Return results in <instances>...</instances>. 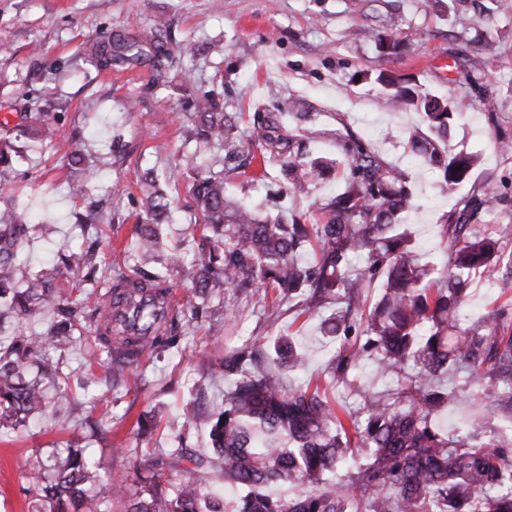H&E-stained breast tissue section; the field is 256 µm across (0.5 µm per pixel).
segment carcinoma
I'll return each instance as SVG.
<instances>
[{
  "label": "carcinoma",
  "instance_id": "carcinoma-1",
  "mask_svg": "<svg viewBox=\"0 0 512 512\" xmlns=\"http://www.w3.org/2000/svg\"><path fill=\"white\" fill-rule=\"evenodd\" d=\"M135 44L120 39L97 51L105 65L123 63ZM177 57L155 54L157 80L168 82ZM381 101L390 108L413 107L423 112L432 138L413 137L421 158L442 171V186L452 192L464 181L478 157L444 156L437 137L455 118L469 111L464 97L442 99L423 92L407 80L381 72ZM193 112L191 133L224 146L227 173L239 167L242 156L260 149L263 162L279 167L293 194L330 172L333 164L320 158L284 155L279 129L281 115L254 114L243 132L233 117L203 97L188 102ZM346 174L341 191L319 205L323 222L259 218L247 206L225 194L224 181L201 173L192 184V201L205 244L195 258L193 287L185 302L170 315L165 306L167 280L157 273L130 279L101 270L86 255L69 254L66 267L85 269L103 282L105 292L90 314L96 351L114 366H126L149 348L174 345L184 318H196L198 300L216 282L226 288L260 295L272 288L278 299L306 296L316 306L329 297L343 304L328 332L343 334L341 352L327 366L328 374L353 388L362 398L356 410L336 409L319 394L285 381L283 371L303 363L291 340L274 346L275 358L261 365L255 344H246L224 357L221 369L229 387L224 410L212 418L210 437L222 461L224 480L237 487L233 512H512V442L486 440L482 421L474 418L458 436H445L434 425L436 414L458 398L436 380L450 371H469L474 387L470 399L482 403L496 394L512 407V335L497 327L505 310L484 325L462 326L469 278L481 272L490 281L512 282V254L499 241L512 236V225L487 230L476 224L479 211L489 206L493 191L465 202L456 220L442 231L448 241V263L440 269L420 261L403 230L413 206L404 172L383 161L370 147L354 143L345 148ZM145 222L138 249L154 255L159 246L155 226L168 219L170 202L157 192L143 203ZM26 224L14 211L0 213V292L13 288L17 244ZM319 258L304 265L299 256L311 245ZM362 264L350 268V257ZM381 282L382 294L365 312V292ZM58 308L61 321L21 344L0 346V419L27 416L43 403L41 390L17 379L19 361L39 358L45 348L72 342L68 320L77 311L64 306L51 284L38 276L13 294L20 316L29 315L31 300ZM375 357L385 372L400 374L393 392L369 394L350 379L363 354ZM212 461L175 448L151 462L139 477L143 495L130 512H224V506L205 496ZM188 473L184 483L159 487L163 472ZM28 493L48 505L47 512H104L90 493L98 475L81 448H70L48 476L40 459L31 462ZM271 484L301 486L296 498L264 492ZM318 490L310 491L308 487Z\"/></svg>",
  "mask_w": 512,
  "mask_h": 512
}]
</instances>
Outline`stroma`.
<instances>
[{
    "instance_id": "obj_1",
    "label": "stroma",
    "mask_w": 512,
    "mask_h": 512,
    "mask_svg": "<svg viewBox=\"0 0 512 512\" xmlns=\"http://www.w3.org/2000/svg\"><path fill=\"white\" fill-rule=\"evenodd\" d=\"M363 28L407 44L381 53L374 41L354 37ZM152 37L175 55L190 47L181 55L186 84L156 82L147 56L102 67L91 54L109 39ZM382 71L412 78L438 98H472L474 112L440 140L446 154L480 159L455 191H443L439 171L411 149V136L428 131L422 113L380 107ZM203 95L246 123L294 102L284 124L295 142L309 157L337 164L297 198L277 168L254 158L226 190L260 214L314 223L316 205L342 187L344 144L360 139L405 170L414 194L412 244L426 259L447 261L441 226L462 197L492 189L496 199L481 223L512 225V10L497 9L494 0H0V122L20 156L0 170L9 186L0 210L21 213L29 226L20 274L51 278L64 296L90 308L98 284L59 268L60 254L84 251L98 266L141 267L166 276L176 290L189 287L201 243L193 175L199 168L224 173L223 149L187 136L185 101ZM32 112L54 128L53 140L35 138L26 120ZM73 182L83 184L81 193L70 194ZM154 186L170 200L172 220L160 225V250L145 262L135 252L137 225L141 199ZM90 213L95 223H85ZM228 304L241 319H230ZM495 308L512 314V286L491 287L474 276L469 319ZM336 310L332 302L308 310L218 288L177 348L143 353L118 382L109 361L87 365L84 350L94 335L88 324H75L76 344L48 350L56 374L30 363L22 368L25 380L42 384L40 410L0 422V512H41L26 491L35 455L51 461L81 448L102 476H126L129 497H105V512H128L141 491L138 471L159 453L186 446L212 455L210 422L226 390L220 364L248 339L269 346L289 337L305 360L292 383L357 408L359 397L326 371L342 345L323 328ZM56 319L47 307L17 318L0 298V343L44 331Z\"/></svg>"
}]
</instances>
